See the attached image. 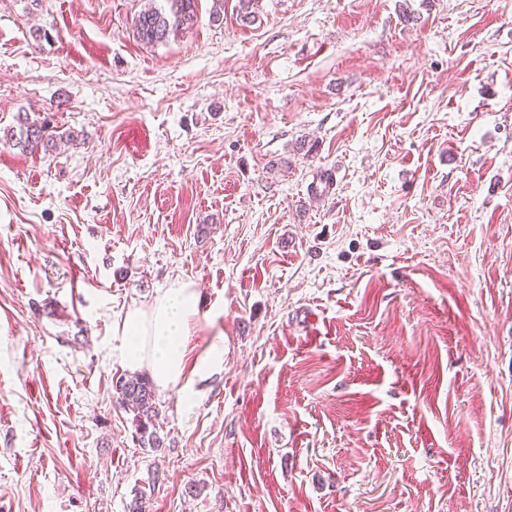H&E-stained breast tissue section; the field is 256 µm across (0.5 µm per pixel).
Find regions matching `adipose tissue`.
Here are the masks:
<instances>
[{
    "label": "adipose tissue",
    "instance_id": "ef3b65f1",
    "mask_svg": "<svg viewBox=\"0 0 512 512\" xmlns=\"http://www.w3.org/2000/svg\"><path fill=\"white\" fill-rule=\"evenodd\" d=\"M199 321L198 293L182 283L159 294L147 308L128 310L115 324L123 338L121 363L134 370L148 365L160 390L190 387L185 356Z\"/></svg>",
    "mask_w": 512,
    "mask_h": 512
}]
</instances>
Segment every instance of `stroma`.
Segmentation results:
<instances>
[{
  "mask_svg": "<svg viewBox=\"0 0 512 512\" xmlns=\"http://www.w3.org/2000/svg\"><path fill=\"white\" fill-rule=\"evenodd\" d=\"M145 2L0 0V512H512V0ZM182 281L224 360L145 448ZM134 19V34L146 46L166 41L179 29L186 28L195 17V0H167L169 12L152 6L153 0ZM9 131H7V134L5 135V139L8 142L11 141L14 146H20L22 150H33L42 140H45L47 126L44 121H29V118L26 115V117H22L20 119L18 134L12 132L8 138ZM198 293L190 283L167 288L145 309L128 310L115 323L123 336L121 363L134 370L149 365L161 391L191 386L194 374L204 372L224 356L221 344L213 342L192 373L186 372L188 337L199 322ZM116 401L126 411L133 414L132 422L140 435L142 446L158 448L160 438L153 429L152 422L158 414L154 385L146 374H138L130 379L119 377L115 382Z\"/></svg>",
  "mask_w": 512,
  "mask_h": 512,
  "instance_id": "obj_1",
  "label": "stroma"
}]
</instances>
